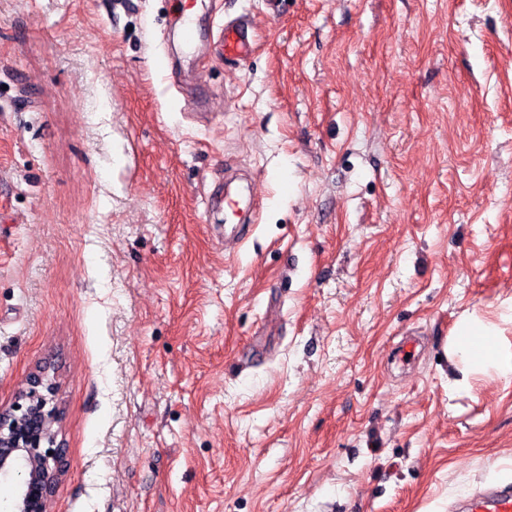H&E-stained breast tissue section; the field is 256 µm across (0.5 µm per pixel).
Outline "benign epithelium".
Masks as SVG:
<instances>
[{"mask_svg": "<svg viewBox=\"0 0 512 512\" xmlns=\"http://www.w3.org/2000/svg\"><path fill=\"white\" fill-rule=\"evenodd\" d=\"M54 396L55 386L43 367L28 377L10 406L0 407V472L13 474L32 464L18 481L10 512H44L65 471L66 448L55 434L45 433L47 424L59 420L56 409L47 408Z\"/></svg>", "mask_w": 512, "mask_h": 512, "instance_id": "7a95c632", "label": "benign epithelium"}]
</instances>
